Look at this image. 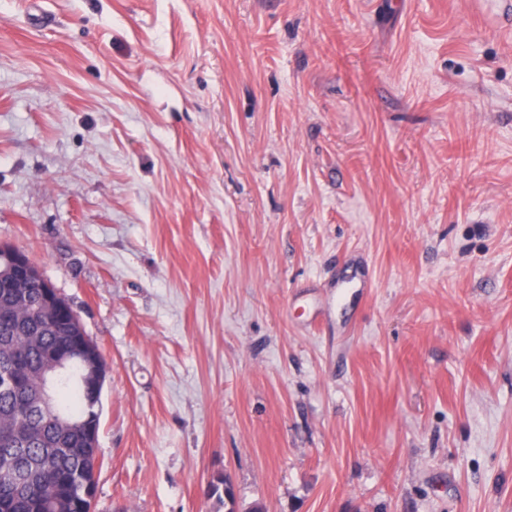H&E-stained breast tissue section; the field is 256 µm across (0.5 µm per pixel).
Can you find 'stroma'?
Listing matches in <instances>:
<instances>
[{
    "mask_svg": "<svg viewBox=\"0 0 512 512\" xmlns=\"http://www.w3.org/2000/svg\"><path fill=\"white\" fill-rule=\"evenodd\" d=\"M0 243L92 512H512V0H0Z\"/></svg>",
    "mask_w": 512,
    "mask_h": 512,
    "instance_id": "35a3bbf8",
    "label": "stroma"
}]
</instances>
